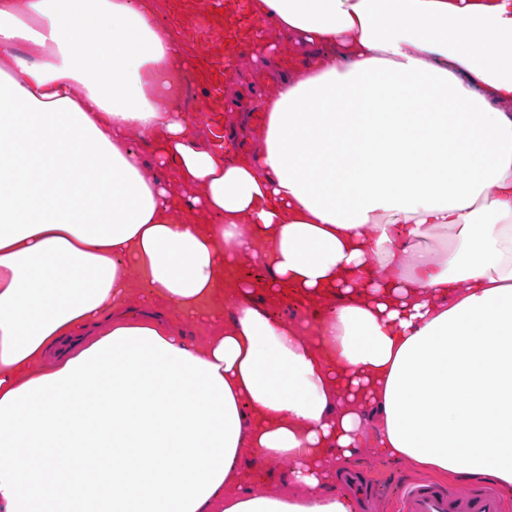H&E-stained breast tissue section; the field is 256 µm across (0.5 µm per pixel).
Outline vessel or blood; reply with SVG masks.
<instances>
[{"mask_svg":"<svg viewBox=\"0 0 512 512\" xmlns=\"http://www.w3.org/2000/svg\"><path fill=\"white\" fill-rule=\"evenodd\" d=\"M498 492L480 488L463 495L431 483L410 488L402 499V512H501Z\"/></svg>","mask_w":512,"mask_h":512,"instance_id":"b4317fda","label":"vessel or blood"}]
</instances>
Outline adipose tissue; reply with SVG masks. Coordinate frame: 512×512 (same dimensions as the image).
<instances>
[{
    "label": "adipose tissue",
    "instance_id": "obj_1",
    "mask_svg": "<svg viewBox=\"0 0 512 512\" xmlns=\"http://www.w3.org/2000/svg\"><path fill=\"white\" fill-rule=\"evenodd\" d=\"M234 8L271 90L208 148L190 0H0V512H356L368 430L512 490V0ZM209 94H215L214 90L205 92L201 83L190 81L184 85L182 104L188 110L200 109L201 122L196 132L197 141L209 145L216 134H223L224 125L229 127L236 121L233 112H206L204 109L205 98ZM288 463L282 462L272 467L270 471L259 470L254 476L249 478L250 487L255 492L273 494L277 493L283 480H288Z\"/></svg>",
    "mask_w": 512,
    "mask_h": 512
}]
</instances>
